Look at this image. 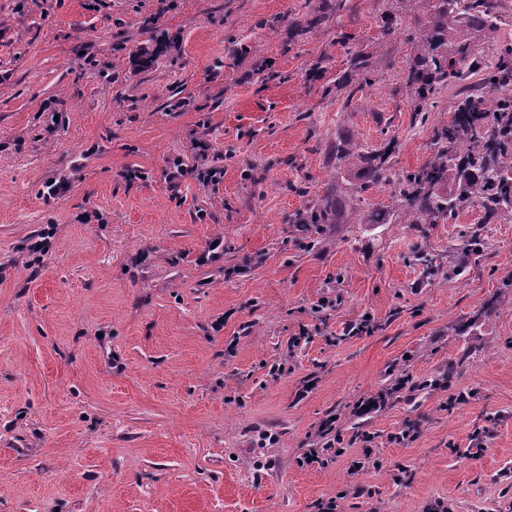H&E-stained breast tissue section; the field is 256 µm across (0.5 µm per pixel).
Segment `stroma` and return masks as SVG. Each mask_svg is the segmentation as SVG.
I'll use <instances>...</instances> for the list:
<instances>
[{
  "label": "stroma",
  "mask_w": 512,
  "mask_h": 512,
  "mask_svg": "<svg viewBox=\"0 0 512 512\" xmlns=\"http://www.w3.org/2000/svg\"><path fill=\"white\" fill-rule=\"evenodd\" d=\"M416 44L398 0H0V512H512V215L362 224L392 187L336 163L438 150Z\"/></svg>",
  "instance_id": "obj_1"
}]
</instances>
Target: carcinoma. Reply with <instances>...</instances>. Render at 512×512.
Returning a JSON list of instances; mask_svg holds the SVG:
<instances>
[{
    "label": "carcinoma",
    "instance_id": "cac0c4a2",
    "mask_svg": "<svg viewBox=\"0 0 512 512\" xmlns=\"http://www.w3.org/2000/svg\"><path fill=\"white\" fill-rule=\"evenodd\" d=\"M422 18L416 54L407 82L413 111L424 112L435 90L467 75L499 92L461 95L450 121L435 133L441 148L420 168L395 174L386 160L351 143L336 147V160L361 164L371 179L393 185L388 211L407 224H438L474 205L488 218L512 213V51L489 60L474 48L478 33L512 22L501 0H401ZM455 171L457 187L446 193L442 184ZM325 206L302 218L304 224H332Z\"/></svg>",
    "mask_w": 512,
    "mask_h": 512
}]
</instances>
